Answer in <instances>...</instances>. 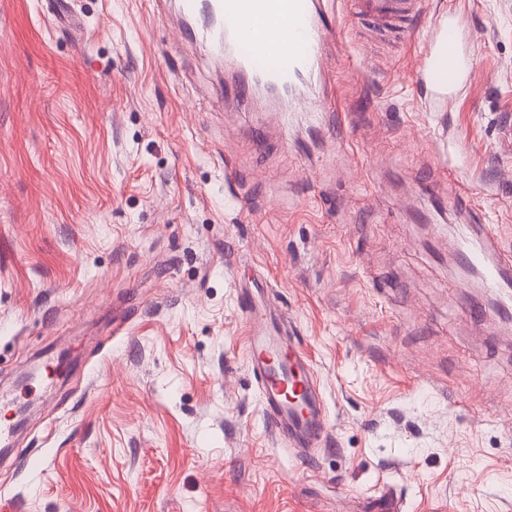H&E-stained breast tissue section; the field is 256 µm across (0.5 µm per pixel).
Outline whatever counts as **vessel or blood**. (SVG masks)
Instances as JSON below:
<instances>
[{"label":"vessel or blood","mask_w":512,"mask_h":512,"mask_svg":"<svg viewBox=\"0 0 512 512\" xmlns=\"http://www.w3.org/2000/svg\"><path fill=\"white\" fill-rule=\"evenodd\" d=\"M364 16L385 21L412 18L420 0H361ZM183 38L220 58L232 54L241 76L230 95L247 105L256 90H285L313 79L325 64L336 34V15L322 0H177ZM439 34L417 59L421 82L443 91L462 84L473 69L455 12L438 18ZM463 262L479 269L485 287L512 286V257L496 254L484 235L459 248ZM248 358L263 409L278 438L290 448H312L324 438L327 414L310 362L288 344L250 336Z\"/></svg>","instance_id":"vessel-or-blood-1"}]
</instances>
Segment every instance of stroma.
<instances>
[{
  "mask_svg": "<svg viewBox=\"0 0 512 512\" xmlns=\"http://www.w3.org/2000/svg\"><path fill=\"white\" fill-rule=\"evenodd\" d=\"M74 7L70 36L0 0V414L33 408L0 512H512V325L448 232L512 254V0H422L409 37L338 0L316 137L220 98L164 0ZM451 7L474 68L446 98L413 64ZM244 288L311 360L307 459L264 416Z\"/></svg>",
  "mask_w": 512,
  "mask_h": 512,
  "instance_id": "obj_1",
  "label": "stroma"
}]
</instances>
